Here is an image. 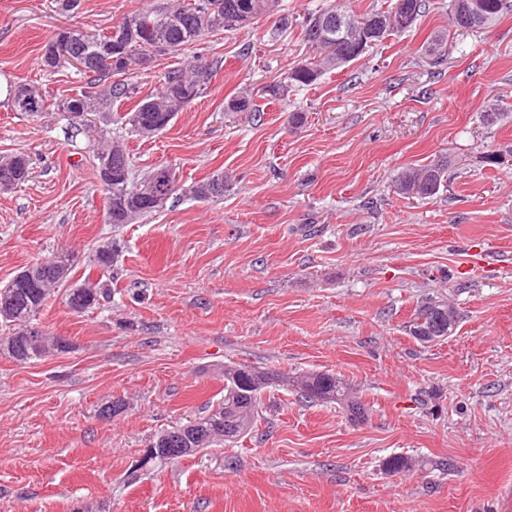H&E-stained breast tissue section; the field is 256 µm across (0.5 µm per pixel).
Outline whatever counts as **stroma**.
<instances>
[{
	"mask_svg": "<svg viewBox=\"0 0 512 512\" xmlns=\"http://www.w3.org/2000/svg\"><path fill=\"white\" fill-rule=\"evenodd\" d=\"M146 3L85 0L71 16L53 0H0V86L74 95L73 69L41 71L46 42L111 30ZM324 3L283 0L287 28L262 20L186 49L219 61L206 93L158 135H127L135 176L162 163L187 186L219 175L218 201L178 194L107 223L88 137L61 112L0 103V156L32 163L0 192V285L68 248L73 281L112 288L82 313L51 296L39 323L68 352L0 356V512H512V156L483 161L512 146V15L452 33L449 0H428L412 28L274 95L309 56L302 24ZM444 33L448 56L431 66ZM242 95L259 120L226 111ZM439 159L444 190L394 192L399 172ZM111 240L121 252L103 274L91 260ZM427 296L459 313L431 344L409 332ZM228 362L333 373L365 415L273 386L237 442L152 457L158 433L223 397ZM115 401L122 412L104 418ZM394 456L415 470L389 472Z\"/></svg>",
	"mask_w": 512,
	"mask_h": 512,
	"instance_id": "1",
	"label": "stroma"
}]
</instances>
